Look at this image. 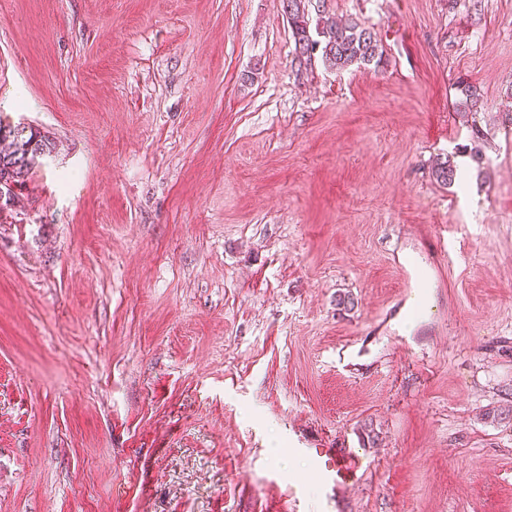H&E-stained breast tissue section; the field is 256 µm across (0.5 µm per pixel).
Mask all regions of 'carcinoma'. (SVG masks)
<instances>
[{"mask_svg": "<svg viewBox=\"0 0 512 512\" xmlns=\"http://www.w3.org/2000/svg\"><path fill=\"white\" fill-rule=\"evenodd\" d=\"M285 11L292 24L297 57L311 59L321 51L322 62L331 69L343 70L354 64H368L381 55L376 32L354 19L328 17L323 22L321 39L314 40L305 20L306 0H286ZM56 149L50 136L32 129L24 135L14 133L13 124L0 119V189L8 198L0 203V216L12 210L27 181L38 167L35 153L46 157ZM444 185L455 182L456 166L451 161L436 163L433 172Z\"/></svg>", "mask_w": 512, "mask_h": 512, "instance_id": "cac0c4a2", "label": "carcinoma"}]
</instances>
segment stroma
<instances>
[{
	"label": "stroma",
	"instance_id": "1",
	"mask_svg": "<svg viewBox=\"0 0 512 512\" xmlns=\"http://www.w3.org/2000/svg\"><path fill=\"white\" fill-rule=\"evenodd\" d=\"M308 10L0 0V512H512V0ZM286 2V5H285ZM306 0L283 1L292 24L295 51L298 58L311 61L320 49L322 62L331 69L343 70L354 64H369L380 56L379 40L371 27L351 19L328 17L320 32L323 40H313L305 20ZM55 149V141L38 129L18 136L14 133L13 124L3 123L0 119V190L5 189L6 196H9L3 204L0 203V219L3 213H9L15 207L21 191L40 164L34 154L39 152L43 158L51 156ZM1 193L4 197L3 190Z\"/></svg>",
	"mask_w": 512,
	"mask_h": 512
}]
</instances>
